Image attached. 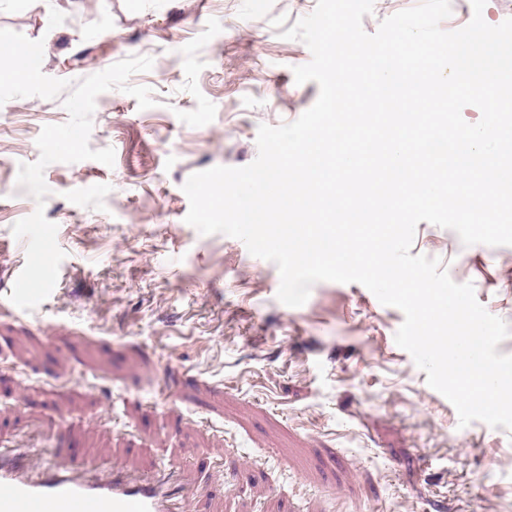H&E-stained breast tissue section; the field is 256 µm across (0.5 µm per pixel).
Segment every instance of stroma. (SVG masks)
I'll return each instance as SVG.
<instances>
[{
    "mask_svg": "<svg viewBox=\"0 0 512 512\" xmlns=\"http://www.w3.org/2000/svg\"><path fill=\"white\" fill-rule=\"evenodd\" d=\"M317 0H0V29L44 41L45 75L76 81L129 55L151 89L139 110L100 94L91 149L115 163H53L43 207L65 258L35 309L10 302L37 206L16 183L61 100L0 105V440L42 455L169 465L197 512H512V431L455 407L394 336L403 312L358 283H316L293 308L277 266L239 239L185 221L193 173L256 158L259 125L300 117L319 86L283 32ZM412 254L440 259L512 325V246H464L416 228Z\"/></svg>",
    "mask_w": 512,
    "mask_h": 512,
    "instance_id": "35a3bbf8",
    "label": "stroma"
}]
</instances>
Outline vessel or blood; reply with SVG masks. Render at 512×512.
I'll return each mask as SVG.
<instances>
[{
  "mask_svg": "<svg viewBox=\"0 0 512 512\" xmlns=\"http://www.w3.org/2000/svg\"><path fill=\"white\" fill-rule=\"evenodd\" d=\"M166 482L72 457L0 450V512H171Z\"/></svg>",
  "mask_w": 512,
  "mask_h": 512,
  "instance_id": "1",
  "label": "vessel or blood"
}]
</instances>
